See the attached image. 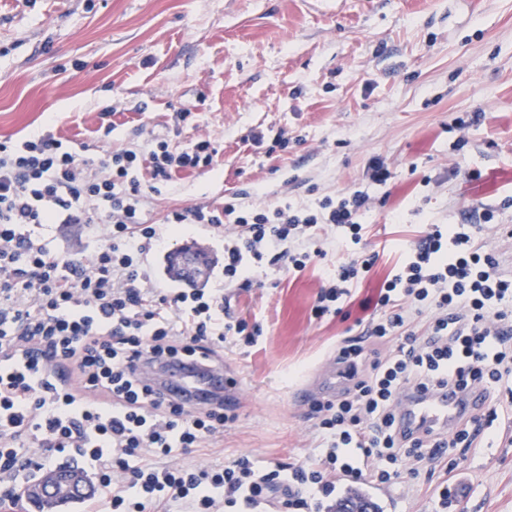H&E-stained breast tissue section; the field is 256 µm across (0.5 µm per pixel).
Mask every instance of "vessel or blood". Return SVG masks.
I'll list each match as a JSON object with an SVG mask.
<instances>
[{
	"label": "vessel or blood",
	"instance_id": "obj_1",
	"mask_svg": "<svg viewBox=\"0 0 512 512\" xmlns=\"http://www.w3.org/2000/svg\"><path fill=\"white\" fill-rule=\"evenodd\" d=\"M138 373L163 391L168 399L190 407L228 406L234 401L228 393L234 381L225 378L220 367H207L193 360H163L149 365L140 364ZM481 408L474 395L456 389L413 391L401 400L397 423L405 432H445L461 417L472 415Z\"/></svg>",
	"mask_w": 512,
	"mask_h": 512
}]
</instances>
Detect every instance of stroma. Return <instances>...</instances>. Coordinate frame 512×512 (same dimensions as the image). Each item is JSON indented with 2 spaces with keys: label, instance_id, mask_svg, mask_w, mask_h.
Masks as SVG:
<instances>
[{
  "label": "stroma",
  "instance_id": "stroma-1",
  "mask_svg": "<svg viewBox=\"0 0 512 512\" xmlns=\"http://www.w3.org/2000/svg\"><path fill=\"white\" fill-rule=\"evenodd\" d=\"M188 112L180 122L177 111ZM483 114L467 144L455 118ZM91 156L168 139L216 147L210 171H187L146 215L247 203L313 205L362 182L382 160L392 173L370 191L368 234L379 258L348 305L324 322L311 310L340 255L274 284L233 292L235 315L262 324L252 347H224L241 391L237 420L213 446L174 456L220 466L248 454L268 463L312 460L309 409L294 397L345 336L376 319V295L399 249L424 224H476L512 196V0H0V142L43 126ZM287 149L267 152L277 135ZM481 170L479 180L464 172ZM100 224H47L36 234L88 258ZM483 447L454 472L445 462L415 483L387 486L379 512H512V404ZM453 480L447 505L437 489Z\"/></svg>",
  "mask_w": 512,
  "mask_h": 512
}]
</instances>
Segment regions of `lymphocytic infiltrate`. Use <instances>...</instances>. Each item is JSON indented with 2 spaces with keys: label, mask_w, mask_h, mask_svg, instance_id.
<instances>
[{
  "label": "lymphocytic infiltrate",
  "mask_w": 512,
  "mask_h": 512,
  "mask_svg": "<svg viewBox=\"0 0 512 512\" xmlns=\"http://www.w3.org/2000/svg\"><path fill=\"white\" fill-rule=\"evenodd\" d=\"M210 140L180 148L160 140L130 144L97 160L48 129L0 143V501L40 468L42 449L80 459L103 494L84 512H322L337 478L378 485L416 479L447 451L467 455L497 420L496 410L461 418L451 432L400 433L397 403L409 390L452 385L512 397V276L480 224H428L384 280L371 334L384 353L367 358L346 336L336 362L347 386L316 402L319 453L296 466L241 456L221 468L171 466L167 457L205 448L233 423V411H193L142 383L135 362L204 356L225 344L251 347L260 324L234 316L228 289L254 287L256 275L303 271L321 256L317 236L336 233L343 250L317 295L316 320L338 315L378 254L363 222L368 185L391 177L381 161L367 181L324 198L317 208L242 202L222 209H176L165 224L145 217L148 195L171 191L182 171L213 168ZM224 237V285L157 288L145 256L166 248L169 230L214 229ZM41 224H105L106 243L88 261L62 256L33 237Z\"/></svg>",
  "instance_id": "lymphocytic-infiltrate-1"
}]
</instances>
